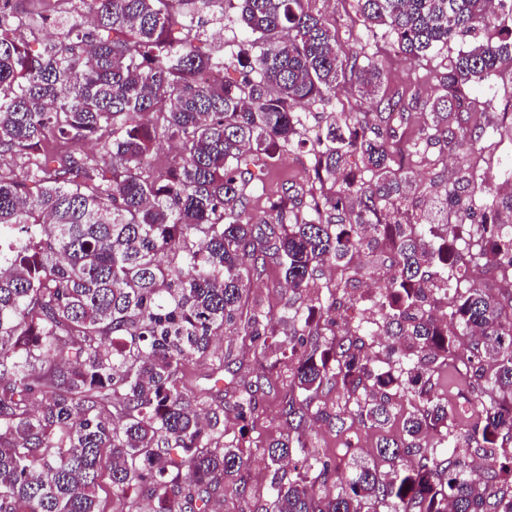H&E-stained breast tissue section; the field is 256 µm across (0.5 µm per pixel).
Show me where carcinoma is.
I'll return each instance as SVG.
<instances>
[{"instance_id":"carcinoma-1","label":"carcinoma","mask_w":512,"mask_h":512,"mask_svg":"<svg viewBox=\"0 0 512 512\" xmlns=\"http://www.w3.org/2000/svg\"><path fill=\"white\" fill-rule=\"evenodd\" d=\"M496 0H353L365 27L396 51L424 56L456 37L470 43L441 76L417 138L383 111L339 113L314 156L308 191L287 188L261 215L244 206L270 161L304 130L303 110L343 84L364 96L385 67L342 50L309 0H0V512H100L107 457L112 491L158 499L153 512H210L227 482L246 484L247 459L224 444V357L215 340L237 324L253 274L279 261L285 287H316L337 272L320 314L289 307L243 323L260 353L293 364L289 425L309 413L330 424L383 429L402 399L400 438L381 437L380 474H349L306 454L302 436L270 442L265 512H512V193L492 200L462 249L459 193L485 197L491 150L505 126L475 120L491 108L469 94L512 64V25ZM240 13L250 51L204 47V17ZM59 31L50 36L48 24ZM240 68V76L228 72ZM223 80L204 83L206 71ZM163 138L178 145L157 174L141 166ZM457 151L442 199L416 204L410 164L420 144ZM391 275L368 321L336 332L339 301L364 308L354 257L379 245ZM494 269L500 288L473 271ZM297 339H275L274 324ZM330 334L322 346L311 336ZM469 337L466 347L462 338ZM461 363L455 429L434 391ZM210 370L208 401L185 368ZM336 387L345 409H312ZM255 390L231 410L246 421ZM439 435L438 446L423 441ZM481 457L466 469L458 449ZM302 458L295 476L282 464ZM327 489L323 498L308 480Z\"/></svg>"}]
</instances>
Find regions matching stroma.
I'll return each mask as SVG.
<instances>
[{
	"mask_svg": "<svg viewBox=\"0 0 512 512\" xmlns=\"http://www.w3.org/2000/svg\"><path fill=\"white\" fill-rule=\"evenodd\" d=\"M310 7L335 26L336 41L342 49H349L358 41L369 55L383 62L388 81L375 96H363L345 86L336 97L312 104L305 120L302 144L294 148L289 157L280 158L262 188L250 192L247 209L252 213L266 210L284 189L299 192L309 189L313 176L310 151L325 142L332 113L372 112L378 100L414 96L418 102L407 106L405 125L411 130L419 128L423 123L422 102L434 96L450 60L468 45L467 39L457 38L447 47L411 60L392 51L391 37L384 28L366 29L355 15L351 0H311ZM472 94L491 101L490 120L506 125L512 123V69L503 68L498 75L476 86ZM316 303V292L297 296L284 288L281 270L273 261L268 262L263 275L251 280L242 298L245 309H259L273 318L288 305L306 309ZM216 347L224 353L225 381L232 384L242 379L251 380L257 382L260 389L255 395L256 408L247 421L238 420L229 409L220 417L225 443L242 446L248 467L245 485H225L214 502V512H260L268 499L269 468L264 448L290 431L288 420L281 412L287 392L286 378L268 371L250 337L236 330L226 329ZM379 437V430L357 423L342 431L323 423L311 424L305 430L308 453L335 462L344 473L350 471L356 460L376 464L375 447Z\"/></svg>",
	"mask_w": 512,
	"mask_h": 512,
	"instance_id": "35a3bbf8",
	"label": "stroma"
}]
</instances>
